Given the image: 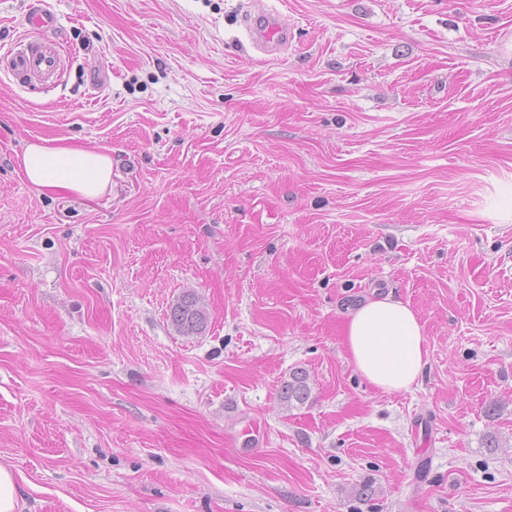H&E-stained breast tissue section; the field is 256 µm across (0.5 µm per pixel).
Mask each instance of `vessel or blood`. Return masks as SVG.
Masks as SVG:
<instances>
[{"label":"vessel or blood","instance_id":"b4317fda","mask_svg":"<svg viewBox=\"0 0 512 512\" xmlns=\"http://www.w3.org/2000/svg\"><path fill=\"white\" fill-rule=\"evenodd\" d=\"M56 23L54 12L47 9L35 12L29 20L30 34L16 39L5 53L6 68L17 83L50 78L59 71L61 58L56 44L40 37L42 31ZM244 27L252 41L267 50H279L288 42V30L276 12H259L248 18Z\"/></svg>","mask_w":512,"mask_h":512}]
</instances>
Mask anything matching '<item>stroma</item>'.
Returning <instances> with one entry per match:
<instances>
[{
    "instance_id": "obj_1",
    "label": "stroma",
    "mask_w": 512,
    "mask_h": 512,
    "mask_svg": "<svg viewBox=\"0 0 512 512\" xmlns=\"http://www.w3.org/2000/svg\"><path fill=\"white\" fill-rule=\"evenodd\" d=\"M246 2L0 0V54L47 7L63 60L0 65L18 512H512V0H266L274 55ZM40 138L111 154L110 188L39 191ZM380 294L424 326L409 391L343 344ZM244 27L254 43L269 51H277L288 43V28L274 11L265 10L257 16H250ZM169 320L183 336L196 335L207 326L206 310L193 290H185L170 306ZM308 381L309 375L305 370L298 368L291 371L288 381H285L281 387V400L291 407L308 402L311 397V387Z\"/></svg>"
}]
</instances>
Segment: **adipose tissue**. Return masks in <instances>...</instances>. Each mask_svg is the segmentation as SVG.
Here are the masks:
<instances>
[{
	"label": "adipose tissue",
	"instance_id": "ef3b65f1",
	"mask_svg": "<svg viewBox=\"0 0 512 512\" xmlns=\"http://www.w3.org/2000/svg\"><path fill=\"white\" fill-rule=\"evenodd\" d=\"M26 179L45 194L93 198L112 183V158L66 138H42L19 159ZM344 345L356 371L385 392L408 391L427 365L423 326L409 304L382 296L354 310L344 326Z\"/></svg>",
	"mask_w": 512,
	"mask_h": 512
}]
</instances>
